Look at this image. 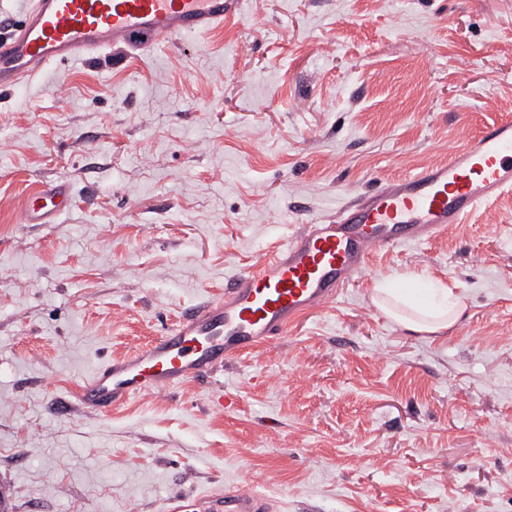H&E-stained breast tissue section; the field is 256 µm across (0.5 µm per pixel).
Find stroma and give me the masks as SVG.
Instances as JSON below:
<instances>
[{"label": "stroma", "instance_id": "1", "mask_svg": "<svg viewBox=\"0 0 512 512\" xmlns=\"http://www.w3.org/2000/svg\"><path fill=\"white\" fill-rule=\"evenodd\" d=\"M512 120V0H238L222 29L0 91V491L10 512H162L248 484L272 512H512V192L373 255L214 376L105 414L84 378L162 336L295 224ZM59 180L55 224L22 200ZM417 275L440 336L372 304ZM426 300L414 289L392 288L387 279L378 281L372 302L401 328L428 335H438L453 326L464 307L463 297L440 281H432Z\"/></svg>", "mask_w": 512, "mask_h": 512}]
</instances>
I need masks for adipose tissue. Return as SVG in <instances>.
<instances>
[{
  "label": "adipose tissue",
  "mask_w": 512,
  "mask_h": 512,
  "mask_svg": "<svg viewBox=\"0 0 512 512\" xmlns=\"http://www.w3.org/2000/svg\"><path fill=\"white\" fill-rule=\"evenodd\" d=\"M372 301L401 328L428 335L447 331L456 323L464 307L462 297L437 280L432 282L429 296L423 300L413 289L391 287L384 279L377 282Z\"/></svg>",
  "instance_id": "adipose-tissue-1"
}]
</instances>
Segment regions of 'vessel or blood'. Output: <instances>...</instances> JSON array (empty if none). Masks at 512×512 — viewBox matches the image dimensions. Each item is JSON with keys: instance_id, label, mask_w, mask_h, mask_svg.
I'll list each match as a JSON object with an SVG mask.
<instances>
[{"instance_id": "b4317fda", "label": "vessel or blood", "mask_w": 512, "mask_h": 512, "mask_svg": "<svg viewBox=\"0 0 512 512\" xmlns=\"http://www.w3.org/2000/svg\"><path fill=\"white\" fill-rule=\"evenodd\" d=\"M230 0H29L21 21L0 14V89L17 90L59 63L114 47L150 52L167 40L213 31ZM512 191V121L486 126L447 159L354 197L334 216L299 225L275 254L236 276L217 298L185 311L163 336L97 366L79 404L103 413L130 398L200 380L225 361L287 333L301 316L335 302L372 255L428 240ZM71 205L65 182L29 196L23 224H54ZM243 485L171 496L165 512H269Z\"/></svg>"}]
</instances>
